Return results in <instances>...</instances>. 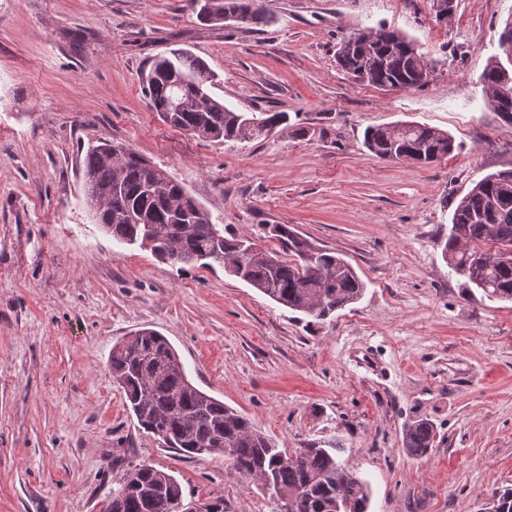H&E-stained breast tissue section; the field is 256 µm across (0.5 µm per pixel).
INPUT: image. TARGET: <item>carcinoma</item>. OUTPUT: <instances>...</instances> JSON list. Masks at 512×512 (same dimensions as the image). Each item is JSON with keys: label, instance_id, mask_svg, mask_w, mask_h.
<instances>
[{"label": "carcinoma", "instance_id": "obj_1", "mask_svg": "<svg viewBox=\"0 0 512 512\" xmlns=\"http://www.w3.org/2000/svg\"><path fill=\"white\" fill-rule=\"evenodd\" d=\"M198 21L224 24V17L242 15L246 24L267 23L258 0H194ZM368 41L353 34L337 44L336 60L355 80L377 87L416 89L431 73L427 54L411 38L384 26L364 31ZM208 64L184 50L151 60L145 91L161 118L175 99L180 109L171 126L195 137L217 141H248L288 128L286 112H236L206 90ZM485 100L501 120L512 125V78L504 80L496 59L480 76ZM364 148L391 162L428 165L455 150L452 136L426 124L410 122L368 129ZM112 143L90 146L84 156L87 203L101 229L127 245L142 241L144 225L155 224L162 235L160 259L180 268L241 262L239 272L250 287L275 303L318 320L360 299L365 284L354 267L333 251L315 248L286 224L271 233L283 260L269 252L241 258L247 239L224 236L208 213L172 183L149 190L161 180L162 169L134 149L113 158ZM512 249V179L491 174L458 201L444 251L448 267L478 288L490 301L512 300V262L482 265L478 255L492 248ZM112 379L123 390L138 426L164 447L185 459L221 454L240 474L261 483L273 501V512H368L367 481L329 448L311 444L290 453L255 429L239 411L203 392L188 378L176 350L158 331L143 328L112 349ZM434 425L426 419L404 429L403 448L422 457L433 447ZM136 475V484L127 476ZM183 500V489L170 473L151 465L127 466L120 487L112 492V512H160V504Z\"/></svg>", "mask_w": 512, "mask_h": 512}]
</instances>
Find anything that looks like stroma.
I'll list each match as a JSON object with an SVG mask.
<instances>
[{"instance_id": "35a3bbf8", "label": "stroma", "mask_w": 512, "mask_h": 512, "mask_svg": "<svg viewBox=\"0 0 512 512\" xmlns=\"http://www.w3.org/2000/svg\"><path fill=\"white\" fill-rule=\"evenodd\" d=\"M259 3L265 26L208 27L190 0H0V512H100L131 462L173 474L185 502L272 512L223 456L183 459L138 429L108 363L145 327L278 447L340 449L369 512H491L512 488V301L443 256L458 200L512 170V125L479 83L512 0H455L445 24L431 0ZM381 24L427 53L426 86L337 65L343 37ZM174 49L207 62L212 96L288 113L290 131L218 143L165 123L144 86ZM402 122L448 131L454 152L423 167L365 152V130ZM100 140L165 170L224 231L278 252L269 227L287 224L338 253L362 297L309 323L222 268L113 242L86 205ZM421 418L436 443L414 458L403 431Z\"/></svg>"}]
</instances>
